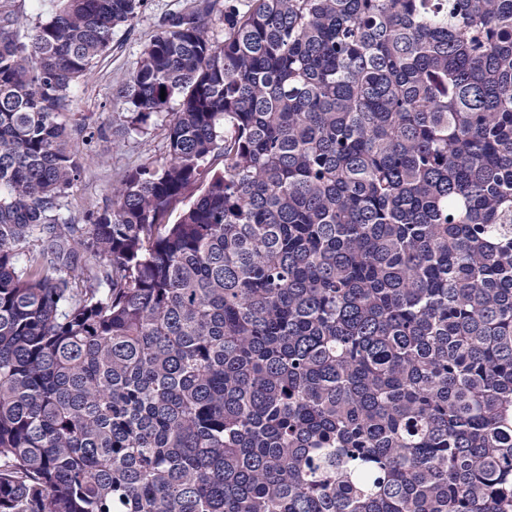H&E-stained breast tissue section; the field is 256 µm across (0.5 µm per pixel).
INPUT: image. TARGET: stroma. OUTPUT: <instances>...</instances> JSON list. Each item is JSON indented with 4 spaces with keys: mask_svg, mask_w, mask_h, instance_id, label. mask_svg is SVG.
<instances>
[{
    "mask_svg": "<svg viewBox=\"0 0 512 512\" xmlns=\"http://www.w3.org/2000/svg\"><path fill=\"white\" fill-rule=\"evenodd\" d=\"M187 2L144 0L132 24L114 29L110 50L76 93L69 119L84 126L75 142L84 157L85 171L68 192L65 215L73 221L82 222L88 209L104 205L113 185L127 171L149 159L163 160L168 114L154 116L146 131L126 129L124 104L116 91L134 70L144 45Z\"/></svg>",
    "mask_w": 512,
    "mask_h": 512,
    "instance_id": "1",
    "label": "stroma"
}]
</instances>
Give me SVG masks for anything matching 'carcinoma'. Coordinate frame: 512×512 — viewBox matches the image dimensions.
I'll return each mask as SVG.
<instances>
[{
	"instance_id": "1",
	"label": "carcinoma",
	"mask_w": 512,
	"mask_h": 512,
	"mask_svg": "<svg viewBox=\"0 0 512 512\" xmlns=\"http://www.w3.org/2000/svg\"><path fill=\"white\" fill-rule=\"evenodd\" d=\"M143 3L0 8V512H512V0H192L74 224ZM55 3L52 0H0V5L12 10L19 18L22 36L33 34L38 23L50 15ZM189 1L144 0L131 25L114 29L111 49L97 61L75 94L69 119L72 125H85L81 134L75 135L85 171L68 192L67 218L85 223L86 211L95 205L104 206L112 185L118 184L127 171L148 159L163 161L164 133L170 116L167 112L154 116L144 133L125 129V105L116 98V91L136 67L144 45ZM108 116L112 119L109 124ZM90 132L91 139L87 137Z\"/></svg>"
}]
</instances>
